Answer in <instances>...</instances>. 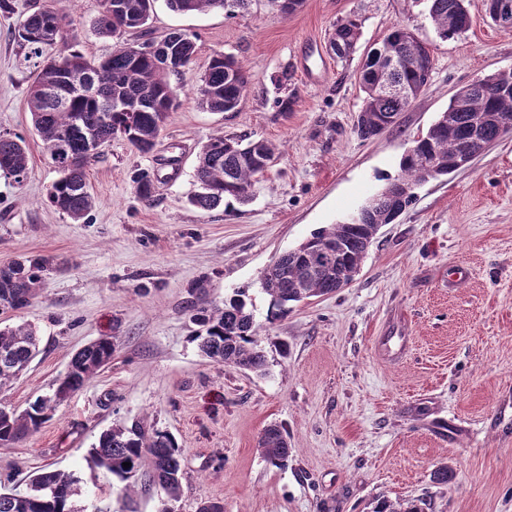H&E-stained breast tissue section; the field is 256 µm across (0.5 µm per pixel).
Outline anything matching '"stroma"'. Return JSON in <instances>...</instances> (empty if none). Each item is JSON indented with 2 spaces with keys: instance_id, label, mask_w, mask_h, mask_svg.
<instances>
[{
  "instance_id": "35a3bbf8",
  "label": "stroma",
  "mask_w": 512,
  "mask_h": 512,
  "mask_svg": "<svg viewBox=\"0 0 512 512\" xmlns=\"http://www.w3.org/2000/svg\"><path fill=\"white\" fill-rule=\"evenodd\" d=\"M11 2L13 13L0 12V133L24 137L30 161L23 182L0 174V265L41 256L53 269L31 305L0 313V322L31 323L41 336L27 370L0 389V406L20 411L50 394L71 356L101 337H114L116 350L37 433L0 446V491L25 489L49 467L79 478L84 512H160L159 486L139 485L125 498L115 477L86 461L102 430L138 420L183 448L179 512H197L204 500L224 512H372L381 498L421 499L425 512H512V135L469 168L420 184L346 288L272 322L260 282L279 254L393 182L401 154L458 88L512 70V28L487 21L483 0H468L473 23L448 41L428 0H305L288 16L272 0H252L234 16L178 13L156 0L147 32L122 39L194 35L180 105L151 153L119 137L103 147L88 167L96 206L76 223L46 201L58 173L27 107L41 59L60 48L26 58L12 32L34 0ZM100 11V0H80L70 14L75 49L89 58L113 46L94 30ZM349 15L361 20L362 36L342 62L329 39ZM398 23L430 48L431 79L394 126L364 141L355 133V72ZM217 52L235 56L250 77L234 112L198 104ZM219 129L272 141L279 155L247 203L201 211L188 201L194 169ZM144 168L159 173L148 202L132 182ZM456 268L467 271L459 284ZM241 289L261 328L263 376L210 360L190 339L191 306ZM271 424L295 450L283 469L257 448ZM443 465L452 477L434 483Z\"/></svg>"
}]
</instances>
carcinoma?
Returning <instances> with one entry per match:
<instances>
[{
	"label": "carcinoma",
	"mask_w": 512,
	"mask_h": 512,
	"mask_svg": "<svg viewBox=\"0 0 512 512\" xmlns=\"http://www.w3.org/2000/svg\"><path fill=\"white\" fill-rule=\"evenodd\" d=\"M24 15L14 38L29 54L37 56L45 46L59 44L63 52L46 62L27 91V106L34 129L47 153L59 151L52 162L59 178L47 192V201L72 221L79 223L95 207L88 190L87 167L98 154L93 145H105L121 136L138 152L150 153L170 112L177 105L172 78L180 71L169 66L159 54L143 53L137 57L126 46L98 59H88L71 50L77 41L74 29H61L58 22L69 15L61 3ZM155 0H121L124 9H110L114 0H102V11L95 21V31L102 37H114L131 30L143 29L153 13ZM168 7L180 13L222 9L230 14L248 6L249 0H166ZM430 17L441 40L465 32L463 16L467 0H429ZM399 25L371 48L356 71L355 79L363 94L356 133L371 138L375 119L397 116L409 106V97L385 96L378 89L387 84L404 85L411 93L429 83L432 56L429 48L415 36H396ZM361 36V21L347 16L336 21L329 47L338 59L349 58ZM179 54L182 66H189L195 56L194 37L173 30L161 37ZM400 55L404 64L389 68L384 55ZM85 77L97 87L94 97L70 92L74 79ZM249 77L231 55L213 56L201 76L199 105L208 112H229L244 99ZM512 129V70L479 78L462 87L461 98L450 100L448 108L428 132L413 140L414 155H403L400 174L394 185L414 187L425 179L422 159L446 161L479 136L492 140ZM275 144L264 140L244 141L218 131L202 146L194 173L196 190L190 203L210 211L227 198L246 203L251 196L256 158L274 160ZM29 156L25 141L19 136L0 133V172L15 182L28 174ZM157 177L150 169L138 170L133 178L138 196H153ZM397 212L387 199H380L367 212L361 224H333L312 234L314 238L334 239L342 243L345 258L336 268L325 263L307 264L297 253L281 258L264 269L262 289L271 297L270 319L285 317L290 305L307 298L330 295L342 281L349 283L357 272L366 249L380 224H391ZM48 259L31 257L0 266V310L26 306L43 284ZM248 296L238 291L221 305L192 309V320L199 326L194 339L210 359L255 373L265 372V354L258 344L260 327L248 308ZM40 338L29 323L0 326V387L17 379L39 353ZM116 345L102 337L79 350L71 359L67 372L58 380L52 398L41 397L28 403L21 412L0 409V445L16 443L36 433L51 418L55 408L85 384L112 360ZM258 448L264 460L285 468L294 449L288 447V435L271 425L261 434ZM183 449L167 431L148 430L142 422L114 423L100 432L89 448L86 461L124 483V497L136 492L141 471L150 482L166 493L167 502L176 504L183 494ZM129 462L131 466L123 467ZM78 494L77 477L71 472L44 470L35 475L30 491L0 492V512H76L73 504ZM373 512H424L414 501L393 503L379 500Z\"/></svg>",
	"instance_id": "1"
}]
</instances>
